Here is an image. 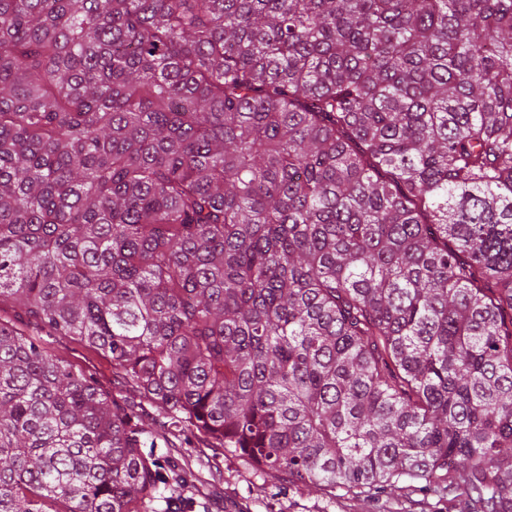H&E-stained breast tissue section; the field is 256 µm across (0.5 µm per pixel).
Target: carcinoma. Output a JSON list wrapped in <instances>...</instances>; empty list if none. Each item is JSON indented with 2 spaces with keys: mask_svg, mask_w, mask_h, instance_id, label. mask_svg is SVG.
<instances>
[{
  "mask_svg": "<svg viewBox=\"0 0 512 512\" xmlns=\"http://www.w3.org/2000/svg\"><path fill=\"white\" fill-rule=\"evenodd\" d=\"M4 301L0 512H171L188 433L512 512V0H0ZM45 346L49 351L62 357L76 369H81L92 374L99 387L112 393L115 387H120L114 377H112V361L96 351L86 346L79 339L44 336Z\"/></svg>",
  "mask_w": 512,
  "mask_h": 512,
  "instance_id": "cac0c4a2",
  "label": "carcinoma"
}]
</instances>
